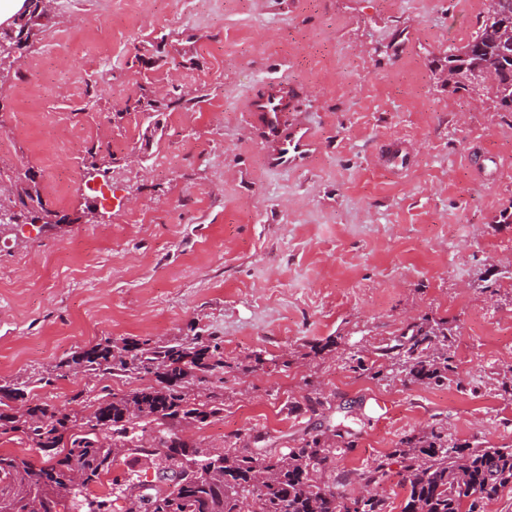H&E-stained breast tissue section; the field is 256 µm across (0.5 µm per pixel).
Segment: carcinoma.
<instances>
[{"label": "carcinoma", "instance_id": "1", "mask_svg": "<svg viewBox=\"0 0 512 512\" xmlns=\"http://www.w3.org/2000/svg\"><path fill=\"white\" fill-rule=\"evenodd\" d=\"M25 11L14 20L16 48L32 36V18L46 13L49 0H25ZM512 25V0H490L476 35L465 45L448 51V86L455 91L486 92L505 112H512V56L501 53L500 30ZM492 68L495 81L474 86L477 75ZM188 100L170 98L166 103L141 94L132 109L156 112L160 105L175 109ZM91 165L110 170L111 147L86 148ZM11 206L23 224L48 213L37 181L29 169L8 176ZM453 331L440 319L413 324L401 335L372 350L376 359L365 360V350L349 356L352 370L371 379L403 374L426 385L459 383L455 379L451 348ZM329 338L310 346L303 357L344 352ZM224 352L214 338L203 336L175 340L143 338L117 343L106 339L74 353L59 364L76 372L152 376L155 383L128 394L106 393L89 405L91 413H65L29 398L25 382L0 385V405L14 403L0 412V436L23 434L45 461L37 467L19 455L0 453V512H66L67 502L83 496L93 483L112 472L121 456L138 464L168 468L179 479L153 498L131 499L119 512H392L386 496L373 493L362 503L346 487L380 485L390 466L405 490L401 512H485L487 502L512 488V445L485 446L461 443L448 426L432 421L410 430L392 451L344 476L336 474V460L354 447L353 433L344 422L320 430L292 448L272 452L249 450L238 440L224 441L221 455L207 457L205 448L185 441L180 429L204 423L224 412V385L209 388L205 400L191 396L195 383L224 371ZM78 472L83 484L67 483Z\"/></svg>", "mask_w": 512, "mask_h": 512}]
</instances>
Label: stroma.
<instances>
[{"instance_id":"35a3bbf8","label":"stroma","mask_w":512,"mask_h":512,"mask_svg":"<svg viewBox=\"0 0 512 512\" xmlns=\"http://www.w3.org/2000/svg\"><path fill=\"white\" fill-rule=\"evenodd\" d=\"M487 0H55L17 67L0 73V172L36 173L63 224L0 236V384L84 410L151 377L58 364L111 339L217 338L224 412L192 441L290 448L347 420L365 466L410 429L512 444V112L448 87V51ZM98 57L102 84H74ZM308 125L305 165H269L248 110L269 80ZM188 103L128 110L141 88ZM400 144L403 169L380 160ZM111 146L100 217L86 146ZM456 325L459 383L375 381L307 359L340 337L374 347L422 318ZM261 355L243 372L238 363Z\"/></svg>"}]
</instances>
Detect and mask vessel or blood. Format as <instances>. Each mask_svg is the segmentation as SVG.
Masks as SVG:
<instances>
[{
    "mask_svg": "<svg viewBox=\"0 0 512 512\" xmlns=\"http://www.w3.org/2000/svg\"><path fill=\"white\" fill-rule=\"evenodd\" d=\"M290 100L285 90L273 88L250 99L248 109L256 120L276 132L267 157L275 167H299L306 163L315 146L310 128L301 123L282 124L281 115L289 108Z\"/></svg>",
    "mask_w": 512,
    "mask_h": 512,
    "instance_id": "obj_1",
    "label": "vessel or blood"
}]
</instances>
